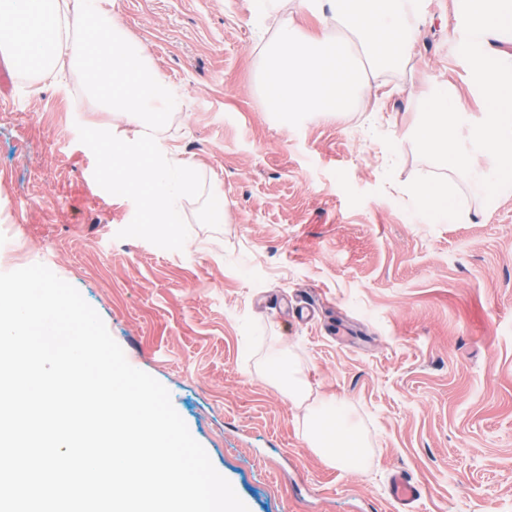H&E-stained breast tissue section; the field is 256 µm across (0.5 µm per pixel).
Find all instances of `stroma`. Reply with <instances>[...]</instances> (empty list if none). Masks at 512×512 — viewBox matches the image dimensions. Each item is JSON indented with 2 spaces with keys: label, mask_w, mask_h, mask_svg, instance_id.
I'll list each match as a JSON object with an SVG mask.
<instances>
[{
  "label": "stroma",
  "mask_w": 512,
  "mask_h": 512,
  "mask_svg": "<svg viewBox=\"0 0 512 512\" xmlns=\"http://www.w3.org/2000/svg\"><path fill=\"white\" fill-rule=\"evenodd\" d=\"M125 38L182 95L156 131L173 164L224 196L183 250L118 238L132 200L102 189L78 126L134 141L132 115L64 81L22 77L8 55L0 106V272L46 265L104 321L127 361L174 409L248 512H400L401 471L418 512H512V192L421 158L420 104L439 87L462 105V136L486 104L459 54L461 0H421L399 68H367L350 110L277 121L263 97L266 48L285 20L319 36V0H101ZM447 180L449 224H418L407 187ZM296 370L310 403L341 402L368 444L363 472L325 463L305 406L268 370ZM391 492L402 509L413 511V504L420 499L422 488L413 477L398 472L391 477Z\"/></svg>",
  "instance_id": "1"
}]
</instances>
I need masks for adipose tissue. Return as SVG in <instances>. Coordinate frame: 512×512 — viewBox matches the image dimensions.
Returning a JSON list of instances; mask_svg holds the SVG:
<instances>
[{
    "instance_id": "ef3b65f1",
    "label": "adipose tissue",
    "mask_w": 512,
    "mask_h": 512,
    "mask_svg": "<svg viewBox=\"0 0 512 512\" xmlns=\"http://www.w3.org/2000/svg\"><path fill=\"white\" fill-rule=\"evenodd\" d=\"M410 194L426 221L445 224L451 220L444 184L421 183L411 188ZM307 440L330 465L342 471L357 473L366 465L364 440L355 426L346 423L344 408L338 402L323 401L311 409Z\"/></svg>"
}]
</instances>
